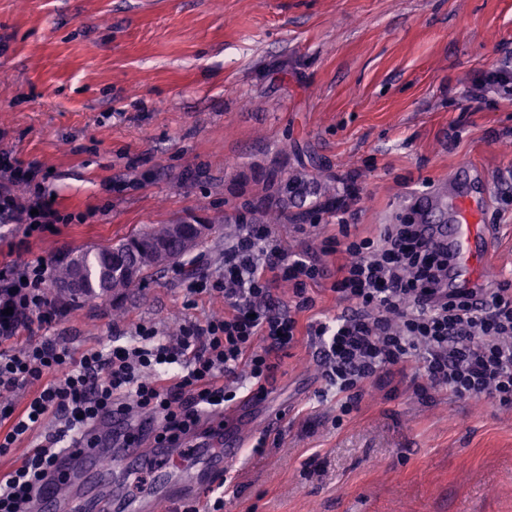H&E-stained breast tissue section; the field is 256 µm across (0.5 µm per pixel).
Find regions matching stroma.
<instances>
[{"mask_svg":"<svg viewBox=\"0 0 512 512\" xmlns=\"http://www.w3.org/2000/svg\"><path fill=\"white\" fill-rule=\"evenodd\" d=\"M506 47L512 0H0V152L41 165V191L87 216L29 239L0 223V262L213 222L121 301L46 329L76 353L140 324L174 335L223 314L217 296L188 303L182 279L223 272L232 186L276 168L305 185L268 227L285 253L335 234L341 197L325 184L354 179L346 218L363 237L416 195L465 188L491 225L492 272L512 277V101L470 97ZM320 359L303 341L263 399L224 413L245 437L224 512H512V407L394 381L344 416Z\"/></svg>","mask_w":512,"mask_h":512,"instance_id":"35a3bbf8","label":"stroma"}]
</instances>
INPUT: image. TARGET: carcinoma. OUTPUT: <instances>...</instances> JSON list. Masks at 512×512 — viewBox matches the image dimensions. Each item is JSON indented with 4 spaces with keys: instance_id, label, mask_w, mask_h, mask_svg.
<instances>
[{
    "instance_id": "cac0c4a2",
    "label": "carcinoma",
    "mask_w": 512,
    "mask_h": 512,
    "mask_svg": "<svg viewBox=\"0 0 512 512\" xmlns=\"http://www.w3.org/2000/svg\"><path fill=\"white\" fill-rule=\"evenodd\" d=\"M261 183L260 218L264 224L288 221V193L282 191V172H265ZM202 220L194 215L169 224H152L111 245L79 255L82 265L97 277L98 291L89 295L71 296L73 303L100 296L119 297L126 290L142 283L153 270L182 258L204 242V237L190 228Z\"/></svg>"
}]
</instances>
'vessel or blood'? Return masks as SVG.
<instances>
[{
  "label": "vessel or blood",
  "mask_w": 512,
  "mask_h": 512,
  "mask_svg": "<svg viewBox=\"0 0 512 512\" xmlns=\"http://www.w3.org/2000/svg\"><path fill=\"white\" fill-rule=\"evenodd\" d=\"M410 206L421 223L448 246L450 265L448 285L469 287L474 275L485 273L489 263L488 226L482 211L467 195L446 198L425 193L412 199ZM238 454L224 445L222 424H209L205 435L189 436L175 444L149 449L127 438V420L116 415L107 421L97 449L73 456L62 454L66 483L83 487L84 512H157L160 501L193 493L208 486L211 473L228 468ZM147 465L159 474L158 483L132 488L133 464ZM72 500L58 484L45 487L35 512H69Z\"/></svg>",
  "instance_id": "b4317fda"
}]
</instances>
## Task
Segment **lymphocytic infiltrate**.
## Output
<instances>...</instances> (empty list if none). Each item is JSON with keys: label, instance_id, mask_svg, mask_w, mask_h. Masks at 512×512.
<instances>
[{"label": "lymphocytic infiltrate", "instance_id": "f902f5d3", "mask_svg": "<svg viewBox=\"0 0 512 512\" xmlns=\"http://www.w3.org/2000/svg\"><path fill=\"white\" fill-rule=\"evenodd\" d=\"M44 178L40 165L0 152V219L28 237L64 221L57 201L35 190ZM336 220L338 234L321 252L342 254L329 290L351 309L305 327L296 314L314 306L312 290L327 270L305 252L284 258L277 240L254 224L241 225L225 247L221 275L185 281L188 297L221 295L222 317L185 323L169 337L141 324L127 344L107 351L76 354L58 337L35 335L34 324L62 315L46 291L49 271L39 259L0 263V457L41 437L0 475V512H31L57 456L92 447L111 415L153 414L160 421L154 442L175 443L194 434L212 408L236 400L225 378L245 372L248 397L265 394L276 357L306 334L321 345V377L343 413L357 408L373 382L409 375L420 395L444 389L458 400L485 396L511 406L512 281L449 287L448 249L413 213L373 237L352 235L344 215ZM279 281L292 284L294 311L273 308ZM25 388L26 401L10 403Z\"/></svg>", "mask_w": 512, "mask_h": 512}]
</instances>
